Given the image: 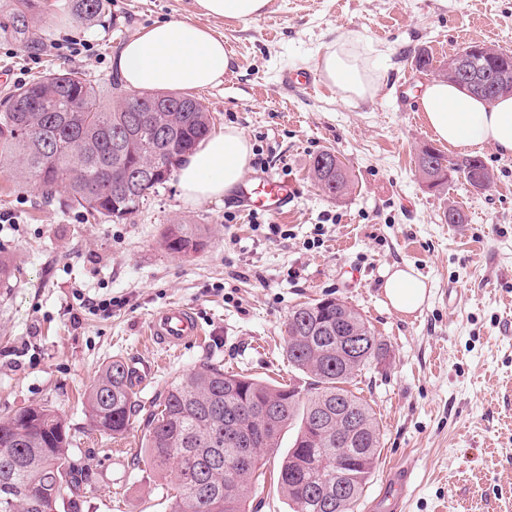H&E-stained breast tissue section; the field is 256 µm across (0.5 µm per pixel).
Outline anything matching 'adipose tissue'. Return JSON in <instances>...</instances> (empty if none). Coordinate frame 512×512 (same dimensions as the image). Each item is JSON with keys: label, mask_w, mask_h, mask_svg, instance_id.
<instances>
[{"label": "adipose tissue", "mask_w": 512, "mask_h": 512, "mask_svg": "<svg viewBox=\"0 0 512 512\" xmlns=\"http://www.w3.org/2000/svg\"><path fill=\"white\" fill-rule=\"evenodd\" d=\"M127 88L206 89L222 84L230 67L223 37L189 19H168L138 30L113 61ZM326 79L348 99L364 100L376 92V81L357 40L338 37L320 61ZM425 119L439 141L449 146L494 148L512 155V96L486 103L459 87L434 80L420 95ZM251 148L237 128L228 126L202 141L178 170L182 201L195 205L230 194L241 181ZM390 306L399 313L417 311L426 286L408 267H394L384 285Z\"/></svg>", "instance_id": "ef3b65f1"}]
</instances>
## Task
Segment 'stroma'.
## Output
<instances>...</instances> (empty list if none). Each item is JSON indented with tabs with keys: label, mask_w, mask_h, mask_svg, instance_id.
I'll list each match as a JSON object with an SVG mask.
<instances>
[{
	"label": "stroma",
	"mask_w": 512,
	"mask_h": 512,
	"mask_svg": "<svg viewBox=\"0 0 512 512\" xmlns=\"http://www.w3.org/2000/svg\"><path fill=\"white\" fill-rule=\"evenodd\" d=\"M110 18L87 28L50 22L49 48L30 54L0 38V72L18 86L75 69L108 83L114 56L141 27L191 18L224 38L231 58L221 85L198 91L215 130L232 125L251 145L246 178L293 182L298 197L274 218L243 209L237 195L185 204L169 179L130 220L87 219L65 195L45 205L34 185L0 172V252L13 276L0 282V416L45 404L67 421V462L83 469L81 512H170L168 480L142 446L146 420L174 380L205 365L298 383L283 355L284 324L298 304L337 297L357 309L387 355L358 377L355 393L380 423L381 453L361 499L370 508L390 467L414 478L405 512H512V156L485 148L493 174L483 191L464 179L427 191L416 167L434 144L419 106L433 61L470 42L512 51V0H271L250 21L211 17L194 0H112ZM360 39L379 78L375 95L349 101L331 83L284 87L283 70L317 71L329 42ZM92 49L70 56L71 43ZM332 150L352 193L333 200L311 177V156ZM465 221L448 224L446 206ZM171 224H196L205 246L168 252ZM427 286L423 307L396 312L383 290L393 265ZM111 301L106 311L89 301ZM190 307L203 335L177 356L149 344L154 313ZM147 368L135 385L132 425L96 431L79 399L109 361Z\"/></svg>",
	"instance_id": "stroma-1"
}]
</instances>
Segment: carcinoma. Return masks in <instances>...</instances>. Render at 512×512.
I'll return each mask as SVG.
<instances>
[{
    "label": "carcinoma",
    "instance_id": "carcinoma-1",
    "mask_svg": "<svg viewBox=\"0 0 512 512\" xmlns=\"http://www.w3.org/2000/svg\"><path fill=\"white\" fill-rule=\"evenodd\" d=\"M47 2L0 0V38L43 51ZM54 6L88 28L110 12L109 0H57ZM478 71L511 73L512 53H481ZM212 125L210 112L191 94H128L116 78L105 92L82 71L50 72L15 88L0 105V166L16 181L34 184L48 201L62 190L71 206L92 218L120 222L141 211ZM325 156L334 153L321 150L310 158L317 186L329 198L349 194L345 164L337 158L326 170L320 167ZM417 168L422 177L435 178L438 191L459 176L473 186L493 180L481 157L450 160L427 146ZM162 244L187 255L205 242L198 225L171 224ZM353 331L370 345L363 358L352 361L343 354L341 335ZM386 351L355 308L332 297L327 303L314 299L293 308L285 323L283 352L308 378L306 387L213 365L174 381L154 405L144 434L158 471L174 473L171 512H258L255 494L267 477L264 457L280 448L282 432L291 425L295 436L277 470L288 512H357L382 433L370 405L348 385ZM338 402L362 417L363 429L351 443L336 420L312 426L322 406ZM258 404L276 408L277 417L258 419ZM83 405L97 431L124 434L137 407L128 364L108 362L84 393ZM69 438L66 422L46 405L0 416V512H80L85 478L74 468L62 469ZM325 477L345 484L339 498L316 493Z\"/></svg>",
    "mask_w": 512,
    "mask_h": 512
}]
</instances>
